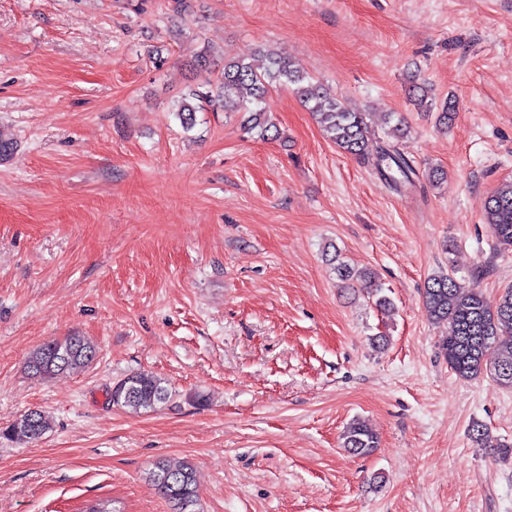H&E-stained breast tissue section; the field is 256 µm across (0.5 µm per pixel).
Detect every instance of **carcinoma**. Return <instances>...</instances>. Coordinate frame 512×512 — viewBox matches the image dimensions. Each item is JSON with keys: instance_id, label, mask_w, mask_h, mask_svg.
Listing matches in <instances>:
<instances>
[{"instance_id": "carcinoma-1", "label": "carcinoma", "mask_w": 512, "mask_h": 512, "mask_svg": "<svg viewBox=\"0 0 512 512\" xmlns=\"http://www.w3.org/2000/svg\"><path fill=\"white\" fill-rule=\"evenodd\" d=\"M267 66L257 67L250 56L224 63L217 78L215 92L206 97L196 93L177 101L173 115L186 130L196 125L198 112H244L247 133L265 140L276 128L262 107L263 100L274 86H294L301 102L318 119L330 140L344 152L366 159L369 126L366 114L349 110L330 95L322 84L299 73L273 52L266 54ZM375 168L392 186L412 183L417 176L414 161L387 144L379 147ZM486 221L497 240L505 248L512 247V181L500 185L490 196ZM334 270L342 281H361L374 288L375 305L383 311L393 307L384 288L375 284L369 269L355 270L334 256ZM422 301L430 319L448 323V335L440 343L450 368L462 379L488 374L500 386L512 388V287L493 302L487 300L475 285H463L446 273L434 275L425 282ZM97 347L80 335L67 336L42 344L29 357L27 370L36 380L50 378L60 372L88 366L97 356ZM171 393L163 379L145 372L129 375L109 390L112 405L138 413L169 401ZM52 422L42 410L32 409L3 432L11 442L40 440ZM348 453L365 456L378 447V436L364 422L352 421L342 435ZM146 481L170 507V512H195L199 494L193 467L186 463L173 466L164 460L153 463Z\"/></svg>"}]
</instances>
